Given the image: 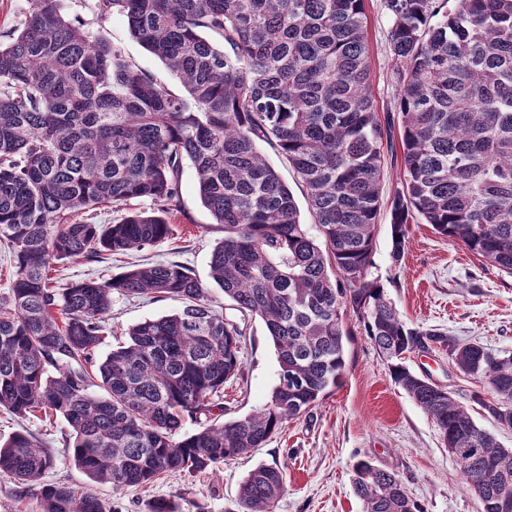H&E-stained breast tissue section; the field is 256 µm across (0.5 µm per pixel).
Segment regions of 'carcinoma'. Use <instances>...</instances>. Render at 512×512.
I'll list each match as a JSON object with an SVG mask.
<instances>
[{
  "mask_svg": "<svg viewBox=\"0 0 512 512\" xmlns=\"http://www.w3.org/2000/svg\"><path fill=\"white\" fill-rule=\"evenodd\" d=\"M398 116L380 121L369 92L364 0H95L176 75V94L124 49L71 18L65 0H28L24 23L0 41V243L14 276L0 295V409L61 417L76 465L112 491L166 473H201L261 447L336 388L352 313L389 375L437 425L479 512H503L512 448L480 428L451 390L406 355L448 351L491 397L473 395L512 429V353L460 343L408 323L369 278L383 178V143L401 131V189L392 203L391 258L408 224L512 274V0H384ZM301 179L315 229L259 144ZM224 238L210 275L242 315L259 317L278 382L252 414L188 433L186 420L242 369L239 326L224 319L179 262L132 268L104 282L53 285L71 258L142 250L173 235L185 165ZM149 198L156 208L130 207ZM127 207L113 224L93 212ZM175 297L176 313L128 328L95 361L112 296ZM55 464L30 434L0 441V472L28 485ZM352 482L364 512H426L401 479L366 460ZM282 468L242 482L238 512H276ZM41 512H108L92 491L43 485Z\"/></svg>",
  "mask_w": 512,
  "mask_h": 512,
  "instance_id": "obj_1",
  "label": "carcinoma"
}]
</instances>
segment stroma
Listing matches in <instances>:
<instances>
[{"label":"stroma","instance_id":"1","mask_svg":"<svg viewBox=\"0 0 512 512\" xmlns=\"http://www.w3.org/2000/svg\"><path fill=\"white\" fill-rule=\"evenodd\" d=\"M66 6L72 17L90 22L94 33L121 44L139 68L177 88L176 79L161 61L130 36L123 16L94 17L91 0H66ZM365 8L370 91L378 114L384 116L393 113L396 96L388 44L391 19L384 0H366ZM383 164L370 278L384 285L388 298L414 325L440 329L460 342H477L495 353L512 352V274L498 270L462 242L449 241L429 225L415 222L409 226L403 260L392 263L391 210L403 172L395 157L385 156ZM180 199L181 211L172 219L174 234L165 242L126 254H107L96 262L66 259L56 263L52 277L62 288L73 280L105 281L139 263L175 260L190 269L209 288L225 318L244 331L242 370L224 386L223 418L230 421L267 401L278 381L277 355L263 322L242 317L209 275L211 252L224 232L202 205L189 165L183 170ZM180 307V301L170 298L156 301L114 295L97 358H104L129 326ZM345 322L351 336L340 385L309 412L285 423L262 447L225 460L214 470L192 476L171 474L116 493L111 486L92 484L75 465L67 450L68 427L63 420L20 419L0 410V438L17 431L30 433L56 459L46 482L94 490L106 506L118 512H146L148 503L156 500L174 502L179 512H237L240 483L256 466L272 463L285 473V492L276 512H363L350 480L353 464L360 459L396 473L408 495L428 512H478L477 499L464 484L457 460L444 448L436 424L395 386L356 318L346 316ZM406 363L449 388L460 403L469 406L481 428L512 448V430L498 427L471 402L480 383L454 366L445 351L415 352ZM0 512H40L39 485H22L0 473Z\"/></svg>","mask_w":512,"mask_h":512}]
</instances>
